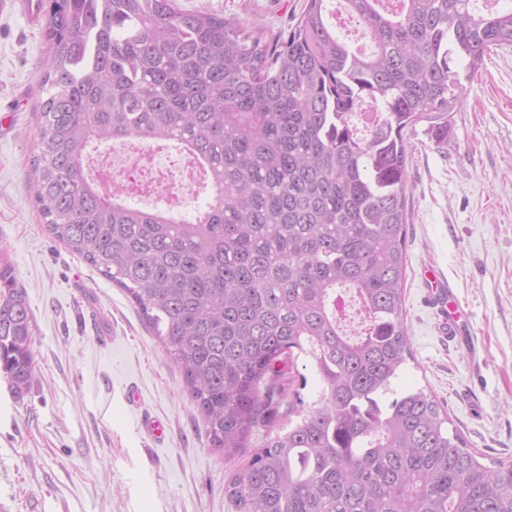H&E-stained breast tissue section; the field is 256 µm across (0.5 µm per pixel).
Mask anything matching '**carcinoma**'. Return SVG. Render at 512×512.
<instances>
[{
	"label": "carcinoma",
	"instance_id": "cac0c4a2",
	"mask_svg": "<svg viewBox=\"0 0 512 512\" xmlns=\"http://www.w3.org/2000/svg\"><path fill=\"white\" fill-rule=\"evenodd\" d=\"M48 2L31 164L47 231L131 296L214 447L273 425L288 364L319 378L299 420L225 486L237 512H512L511 461L466 448L422 389L384 399L411 355L409 135L423 119L448 135L464 81L512 46V6L345 0L365 53L337 35L330 0H305L288 38L269 42L175 0ZM134 139L190 151L205 209L183 219L102 194L89 149ZM339 288L361 308L353 335L337 323ZM33 363L32 313L3 266L0 372L18 398Z\"/></svg>",
	"mask_w": 512,
	"mask_h": 512
}]
</instances>
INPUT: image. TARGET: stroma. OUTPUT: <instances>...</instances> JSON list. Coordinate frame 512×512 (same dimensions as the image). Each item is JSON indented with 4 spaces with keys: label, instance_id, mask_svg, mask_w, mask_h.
<instances>
[{
    "label": "stroma",
    "instance_id": "stroma-1",
    "mask_svg": "<svg viewBox=\"0 0 512 512\" xmlns=\"http://www.w3.org/2000/svg\"><path fill=\"white\" fill-rule=\"evenodd\" d=\"M237 17L271 39L304 0H176ZM40 22L0 10V266L32 313L34 371L15 399L0 374V512H236L224 493L266 438L213 447L180 368L127 293L49 235L28 173L44 97ZM448 135L409 140L403 318L411 356L395 391L421 388L450 429L493 459L512 458V47L466 81ZM448 283L472 340L440 335L425 271ZM139 407L126 402L129 389ZM165 427L155 439L142 426Z\"/></svg>",
    "mask_w": 512,
    "mask_h": 512
}]
</instances>
